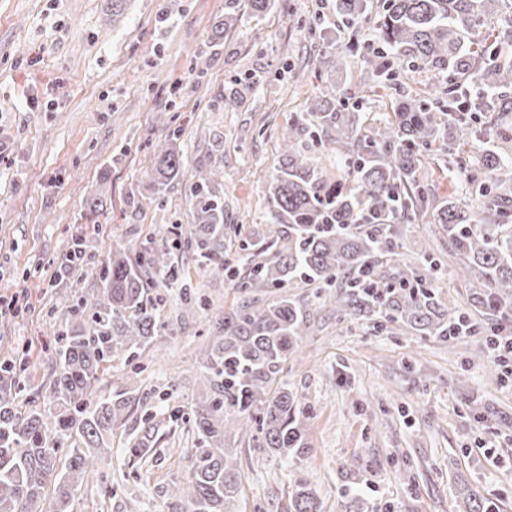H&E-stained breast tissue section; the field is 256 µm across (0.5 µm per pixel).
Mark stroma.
<instances>
[{"label":"stroma","instance_id":"35a3bbf8","mask_svg":"<svg viewBox=\"0 0 512 512\" xmlns=\"http://www.w3.org/2000/svg\"><path fill=\"white\" fill-rule=\"evenodd\" d=\"M334 4L288 0L260 19L242 13L214 47L208 36L224 0H127L117 20L111 0H0V296L27 305L0 319V356L17 344L30 352L20 410L48 404L45 344L60 330L65 302L94 294L113 243L190 223L195 171L220 165L224 254L248 274L253 257L242 243L266 234V190L289 117L309 96L354 92L366 77L361 50L376 40L372 17L354 31L357 47L340 58L335 79L314 74L316 33L343 32ZM250 78L255 91L225 107L236 83ZM175 131L186 171L165 196L144 198V169ZM98 194L104 207L89 213L84 202ZM399 233L405 262L430 243L442 264L437 288L471 315L479 334L442 341L404 327L340 323L312 288L290 289L311 315L284 373L302 403L309 447L287 463L250 436L227 437L242 470L238 512H288L298 477L322 512H343L353 495L365 512H458L463 489L512 512V449L499 445L512 432V384L489 382L488 361L476 352L486 331L507 320L474 309L472 286L433 214L400 224ZM77 238L86 240L90 263L57 277ZM178 264L209 307L179 318L178 289L167 288L166 332L133 362L101 374L104 392L172 387L185 410L196 399L200 345L217 317L249 295L193 258ZM136 434L131 419L114 427L112 454L99 461L73 512H166L168 486L187 477L190 425L167 431L146 466L133 447Z\"/></svg>","mask_w":512,"mask_h":512}]
</instances>
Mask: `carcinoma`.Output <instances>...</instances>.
Returning a JSON list of instances; mask_svg holds the SVG:
<instances>
[{
  "label": "carcinoma",
  "mask_w": 512,
  "mask_h": 512,
  "mask_svg": "<svg viewBox=\"0 0 512 512\" xmlns=\"http://www.w3.org/2000/svg\"><path fill=\"white\" fill-rule=\"evenodd\" d=\"M487 2L381 0L380 46L363 52L372 83L343 98H309L282 135L284 154L267 195L272 259L253 262L249 275L238 278L224 258V197L216 173L200 170L190 187L192 223L176 224L135 246H116L100 269L98 296L85 295L63 309L49 386L56 406L52 420L36 407L24 415L11 406L10 395L26 390L28 349L16 347L0 361V512H71L99 458L112 451L114 425L133 406L150 402L147 392L98 395V372L133 360L159 335L166 300L159 281L179 278V253H191L205 272L235 288L274 297L253 298L223 316L202 350L207 391L190 418L199 448L191 453L187 479L168 488V512H235L241 470L224 450V439L235 430L252 433L257 447L285 457L308 448L299 398L280 379L309 331L308 309L286 292L294 282L317 285L315 296L331 299L341 321L376 316L448 339L462 312L430 287L437 265L428 244L411 265H400L396 281L387 283L379 273L401 248L398 221L437 201L425 176L431 154L448 156L450 169H466L469 189L481 195L474 207L451 193L434 213L453 255L480 288L476 300L483 306L490 296L503 305L512 300V54L486 48L490 37L512 44V3L502 12ZM276 6V0H224V19L210 38L223 39L245 7L259 19ZM368 14V0H336V16L351 27ZM340 50L332 42L320 48L317 71H331ZM409 59L430 74L429 98L408 96L393 115L375 122L363 101L387 89L394 66ZM473 84L489 99L487 111L497 113L495 126L502 133L470 169L465 147L481 134L468 106ZM308 142L336 155L344 179H327ZM183 169V153L167 147L145 170L144 188L161 194ZM86 249L78 241L61 257L65 273L83 264ZM201 303L199 289L181 287L182 310ZM178 420L168 405L145 411L137 447L155 448L159 425ZM293 506L294 512H321L302 478L295 481Z\"/></svg>",
  "instance_id": "1"
}]
</instances>
